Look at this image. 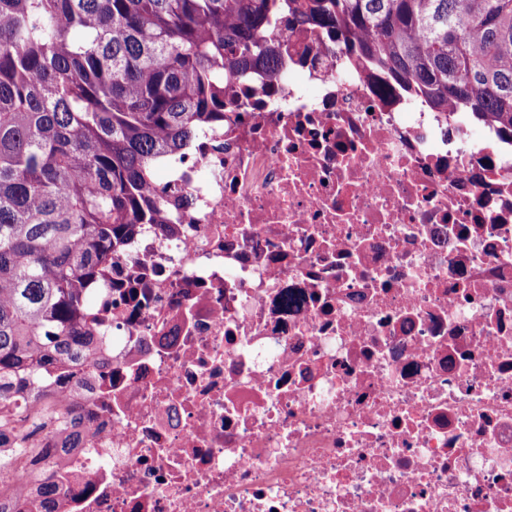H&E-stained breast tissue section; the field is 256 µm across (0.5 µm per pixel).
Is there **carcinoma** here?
<instances>
[{
    "label": "carcinoma",
    "mask_w": 512,
    "mask_h": 512,
    "mask_svg": "<svg viewBox=\"0 0 512 512\" xmlns=\"http://www.w3.org/2000/svg\"><path fill=\"white\" fill-rule=\"evenodd\" d=\"M512 138V0H0V409L69 386L91 358L97 280L146 224L156 164L224 121L234 88L276 79L288 30ZM37 423L0 417L30 463ZM65 489L40 483L37 512Z\"/></svg>",
    "instance_id": "carcinoma-1"
}]
</instances>
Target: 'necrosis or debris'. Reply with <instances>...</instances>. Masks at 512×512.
<instances>
[{"label": "necrosis or debris", "mask_w": 512, "mask_h": 512, "mask_svg": "<svg viewBox=\"0 0 512 512\" xmlns=\"http://www.w3.org/2000/svg\"><path fill=\"white\" fill-rule=\"evenodd\" d=\"M322 63L314 67L311 55ZM305 27L112 258L27 405L59 512H512V142ZM80 431L83 445L68 438Z\"/></svg>", "instance_id": "obj_1"}]
</instances>
